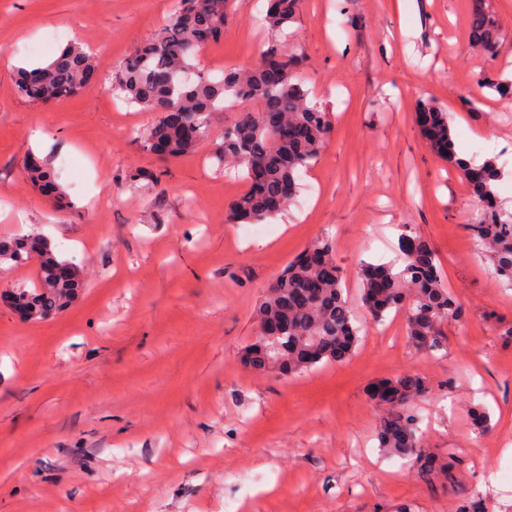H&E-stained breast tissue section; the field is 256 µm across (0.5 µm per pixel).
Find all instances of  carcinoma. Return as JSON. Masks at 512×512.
Here are the masks:
<instances>
[{"label":"carcinoma","instance_id":"1","mask_svg":"<svg viewBox=\"0 0 512 512\" xmlns=\"http://www.w3.org/2000/svg\"><path fill=\"white\" fill-rule=\"evenodd\" d=\"M297 0H267L265 22L283 41L268 45L254 64L223 73L218 80L197 70L196 53L224 33L226 0H178L165 27L150 42L129 55L112 77V92L128 104L157 113L143 136L150 150L160 146L164 156L178 157L194 149L206 136L210 112L247 102L237 120L224 130V143L215 152L217 168L242 171L249 189L230 207L236 223L260 224L284 210L298 189L300 172L319 157L331 132L326 113L309 98L299 77L306 65L301 48L288 44V29L295 21ZM474 44L493 56L499 52L496 20L481 6L470 17ZM95 71L93 57L69 44L50 64L17 72L18 93L32 102L45 103L76 96L85 77ZM429 145L456 165L480 205L479 219L468 225L471 236L488 253L495 274L512 286V212L499 201L501 171L494 160L473 165L455 152L446 113L432 106L420 109ZM303 128L300 138L276 134L279 123ZM26 172L48 196L62 195L54 172L31 158ZM39 262L37 282L13 290L17 301L31 311L30 319L44 320L70 302L80 288L79 268L60 258L50 241L33 234L23 239L0 240V264ZM67 268L66 277L57 274ZM361 302L373 320L392 311L403 312L412 345L419 350L443 349L441 326L460 321L464 311L445 286L442 270L430 246L416 235H404L397 262H364L359 272ZM258 325L276 322L278 336H256L245 359L256 370L296 375L350 358L362 331L354 308L343 293V273L331 243L317 240L278 275L257 310ZM381 394L371 392L383 409L377 437L389 453L436 469L443 476L456 465V457L437 463L427 454L418 435L412 403L429 393L428 382L414 374L384 381Z\"/></svg>","mask_w":512,"mask_h":512}]
</instances>
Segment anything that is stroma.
I'll return each instance as SVG.
<instances>
[{
	"instance_id": "35a3bbf8",
	"label": "stroma",
	"mask_w": 512,
	"mask_h": 512,
	"mask_svg": "<svg viewBox=\"0 0 512 512\" xmlns=\"http://www.w3.org/2000/svg\"><path fill=\"white\" fill-rule=\"evenodd\" d=\"M501 48L470 42L478 2ZM263 0H227L223 36L197 64L258 61L274 39ZM176 0H0V238L40 234L81 271L75 301L24 320L0 303V512H455L478 492L512 512V288L466 226L476 202L461 171L424 139L417 112L448 115L457 148L503 162L512 205V103L480 88L512 80V6L502 0H299L291 30L301 78L331 134L287 211L247 239L227 223L247 183L216 169L238 110L208 116L193 150L142 149L155 115L112 95V73L164 27ZM62 33L50 48L52 30ZM95 84L34 103L18 67L51 61L73 35ZM80 172L65 201L44 196L28 155ZM142 181H133L136 173ZM427 240L462 304L438 352L414 349L403 313L372 324L358 306L362 262L400 256L403 228ZM326 239L366 331L346 361L285 376L243 360L255 311L289 261ZM411 373L430 393L412 406L423 446L455 455L452 479L421 473L376 438L373 385ZM486 413L475 429L472 410Z\"/></svg>"
}]
</instances>
